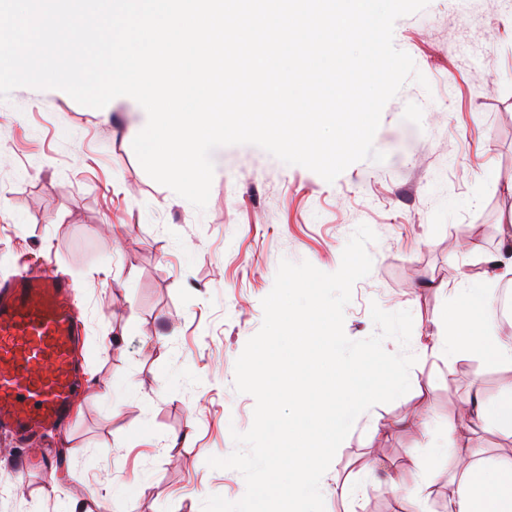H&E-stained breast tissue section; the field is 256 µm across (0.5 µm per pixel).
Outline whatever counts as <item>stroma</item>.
<instances>
[{"label": "stroma", "mask_w": 512, "mask_h": 512, "mask_svg": "<svg viewBox=\"0 0 512 512\" xmlns=\"http://www.w3.org/2000/svg\"><path fill=\"white\" fill-rule=\"evenodd\" d=\"M394 44L428 84L407 81L385 105L374 137L384 162L329 183L257 146H224L201 212L139 163L138 103L100 110L29 87L0 101V280L23 263L70 276L90 382L68 432L44 434L25 472L0 436V512H202L209 495L241 499V473L207 460L252 424L255 399L236 392L234 367L261 301L281 259L335 272L361 224L378 240L344 332L371 335L374 303L410 311L417 361L406 394L356 419L326 472L325 512H409L387 472L418 479L407 451L430 450L403 425L414 414L434 434L455 430L460 447L512 453V437L470 432L461 413L512 371L421 346L512 225V0H430L396 21Z\"/></svg>", "instance_id": "1"}]
</instances>
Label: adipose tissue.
I'll list each match as a JSON object with an SVG mask.
<instances>
[{
  "label": "adipose tissue",
  "instance_id": "1",
  "mask_svg": "<svg viewBox=\"0 0 512 512\" xmlns=\"http://www.w3.org/2000/svg\"><path fill=\"white\" fill-rule=\"evenodd\" d=\"M461 302L434 324L426 345L447 347L449 357L476 354L512 369V338L487 336L481 331L491 296L483 281L460 291ZM480 427L512 437V384L491 402L475 401ZM435 455H447L455 470L448 512H512V456L484 457L453 442L435 445Z\"/></svg>",
  "mask_w": 512,
  "mask_h": 512
}]
</instances>
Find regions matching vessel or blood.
Returning a JSON list of instances; mask_svg holds the SVG:
<instances>
[{
  "instance_id": "b4317fda",
  "label": "vessel or blood",
  "mask_w": 512,
  "mask_h": 512,
  "mask_svg": "<svg viewBox=\"0 0 512 512\" xmlns=\"http://www.w3.org/2000/svg\"><path fill=\"white\" fill-rule=\"evenodd\" d=\"M75 305L58 272L21 267L0 284V433L20 444L68 419L80 388Z\"/></svg>"
}]
</instances>
